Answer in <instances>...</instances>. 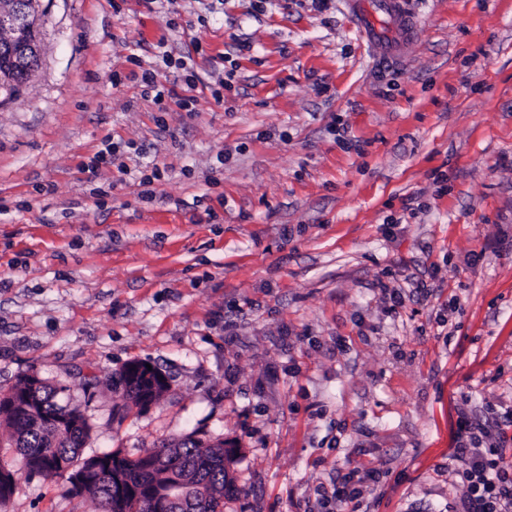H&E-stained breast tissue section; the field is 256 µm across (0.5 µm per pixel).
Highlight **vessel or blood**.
Instances as JSON below:
<instances>
[{
  "instance_id": "b4317fda",
  "label": "vessel or blood",
  "mask_w": 512,
  "mask_h": 512,
  "mask_svg": "<svg viewBox=\"0 0 512 512\" xmlns=\"http://www.w3.org/2000/svg\"><path fill=\"white\" fill-rule=\"evenodd\" d=\"M348 7L359 35L385 59L404 55L407 44L420 29L418 20L406 12L402 0H349Z\"/></svg>"
}]
</instances>
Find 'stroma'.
Returning <instances> with one entry per match:
<instances>
[{"instance_id": "35a3bbf8", "label": "stroma", "mask_w": 512, "mask_h": 512, "mask_svg": "<svg viewBox=\"0 0 512 512\" xmlns=\"http://www.w3.org/2000/svg\"><path fill=\"white\" fill-rule=\"evenodd\" d=\"M404 4L422 28L385 64L347 0H39L0 101V391L65 385L87 456L239 449L224 512H308L358 464L363 512H453L457 400L512 406V0ZM164 48L190 109L142 80L184 91ZM134 360L170 378L143 409ZM62 486L5 512H95Z\"/></svg>"}]
</instances>
